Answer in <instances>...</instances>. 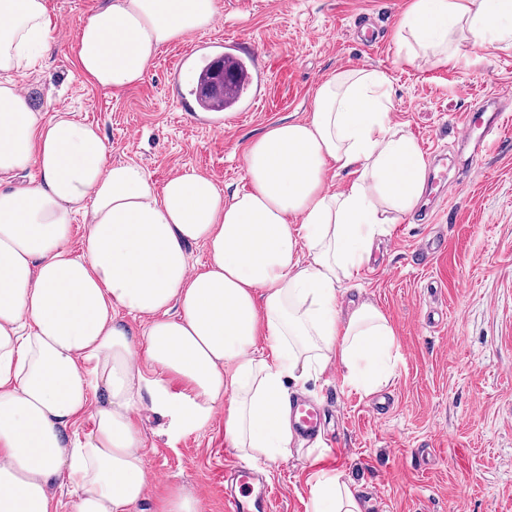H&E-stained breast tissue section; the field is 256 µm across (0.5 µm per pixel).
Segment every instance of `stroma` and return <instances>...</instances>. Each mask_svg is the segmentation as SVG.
Segmentation results:
<instances>
[{
    "mask_svg": "<svg viewBox=\"0 0 512 512\" xmlns=\"http://www.w3.org/2000/svg\"><path fill=\"white\" fill-rule=\"evenodd\" d=\"M410 0H216L213 25L164 47L143 80L121 94L92 84L70 45L84 19L105 0H47L61 30L52 54L23 77L46 118L70 113L94 124L109 158L143 166L156 186L183 168L211 178L222 193L245 186V150L260 130L300 118L316 88L341 70L388 74L392 122L421 151L456 157L455 127L482 98L512 91V46H460V62L406 59L393 33ZM235 39L243 59L264 70L263 108L242 112L223 131L198 124L177 99L172 73L202 40ZM450 197L434 223L416 214L386 225L347 298L376 304L395 330V365L387 385L368 393L329 364L304 395L324 408L336 445L264 463L273 512H311L310 481L340 471L357 485L364 512H512V137ZM445 250L429 261L427 239ZM444 314L446 325L432 316ZM142 450L148 500L179 484L200 512H224V464L242 456L224 442V416L177 432L145 411Z\"/></svg>",
    "mask_w": 512,
    "mask_h": 512,
    "instance_id": "stroma-1",
    "label": "stroma"
}]
</instances>
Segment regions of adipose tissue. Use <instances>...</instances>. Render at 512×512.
<instances>
[{"instance_id": "adipose-tissue-1", "label": "adipose tissue", "mask_w": 512, "mask_h": 512, "mask_svg": "<svg viewBox=\"0 0 512 512\" xmlns=\"http://www.w3.org/2000/svg\"><path fill=\"white\" fill-rule=\"evenodd\" d=\"M216 15V0H110L71 51L93 84L121 92ZM395 38L441 65L463 40L512 46V0H412ZM55 44L45 0H0V512H57L64 486L71 512H136L146 407L177 428L223 411L230 448L288 459L291 387L332 362L368 391L392 374L385 314L339 304L384 225L422 196L425 163L390 120L388 77L359 68L322 82L306 118L249 143L247 184L226 197L192 168L155 187L139 164L109 161L94 125L64 112L43 121L12 75ZM26 170L35 178L12 185ZM194 244L207 253L198 269ZM120 308L147 319L143 348ZM88 413L94 426L78 437ZM310 495L312 512H363L338 472L316 475Z\"/></svg>"}]
</instances>
